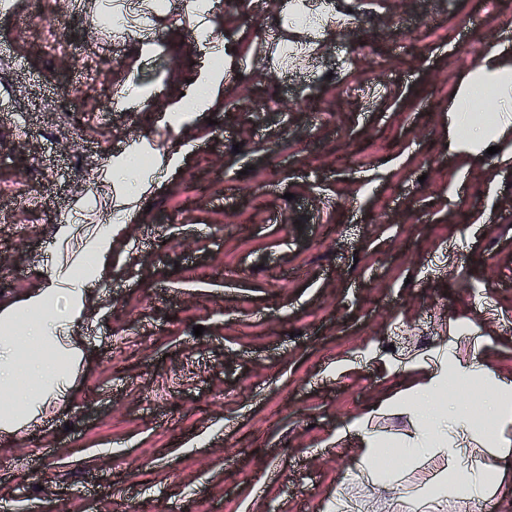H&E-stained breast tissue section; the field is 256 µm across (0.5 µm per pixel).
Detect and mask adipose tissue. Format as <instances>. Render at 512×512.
Segmentation results:
<instances>
[{
    "mask_svg": "<svg viewBox=\"0 0 512 512\" xmlns=\"http://www.w3.org/2000/svg\"><path fill=\"white\" fill-rule=\"evenodd\" d=\"M92 298L87 286L66 287L60 276L15 306L0 310V432L27 429L63 399L84 355L75 327ZM458 478L452 495L464 500L483 491L466 448L448 451Z\"/></svg>",
    "mask_w": 512,
    "mask_h": 512,
    "instance_id": "obj_1",
    "label": "adipose tissue"
}]
</instances>
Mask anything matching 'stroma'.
Segmentation results:
<instances>
[{
	"label": "stroma",
	"mask_w": 512,
	"mask_h": 512,
	"mask_svg": "<svg viewBox=\"0 0 512 512\" xmlns=\"http://www.w3.org/2000/svg\"><path fill=\"white\" fill-rule=\"evenodd\" d=\"M213 2L0 9V65L28 92L0 89V307L59 262L86 276L87 226L138 197L79 323L66 405L0 435V512H88L91 488L97 512H512V468L457 500L448 458L491 465L494 433L512 440L491 403L512 387V165L487 134L481 169L448 153V109L512 43V4ZM124 11L151 39L116 24ZM200 29L224 85L172 123L168 100L210 64ZM129 152L150 169L114 173ZM67 213L83 223L63 239ZM432 378L482 415L410 456L412 394ZM369 442L385 465L353 467Z\"/></svg>",
	"instance_id": "stroma-1"
}]
</instances>
